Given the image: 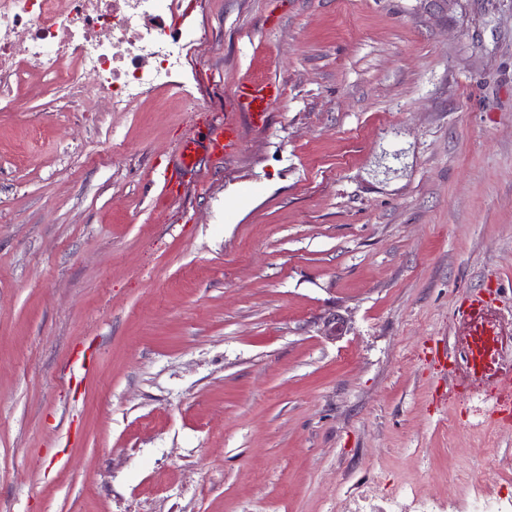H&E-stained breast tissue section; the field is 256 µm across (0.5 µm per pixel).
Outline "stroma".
Masks as SVG:
<instances>
[{
	"label": "stroma",
	"mask_w": 512,
	"mask_h": 512,
	"mask_svg": "<svg viewBox=\"0 0 512 512\" xmlns=\"http://www.w3.org/2000/svg\"><path fill=\"white\" fill-rule=\"evenodd\" d=\"M202 2L182 88L77 112L31 75L0 112V512L496 487L512 414L443 363L471 292L512 340V0ZM256 80L265 126L166 196ZM238 111L254 127L265 124L269 111L281 97V88L272 81L247 82L237 87L233 94Z\"/></svg>",
	"instance_id": "obj_1"
}]
</instances>
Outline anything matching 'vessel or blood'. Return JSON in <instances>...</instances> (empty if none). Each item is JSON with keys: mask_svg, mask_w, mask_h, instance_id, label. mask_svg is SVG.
<instances>
[{"mask_svg": "<svg viewBox=\"0 0 512 512\" xmlns=\"http://www.w3.org/2000/svg\"><path fill=\"white\" fill-rule=\"evenodd\" d=\"M280 96V86L272 81L247 82L239 85L233 94L240 114L256 127L265 124L271 107ZM242 141L239 124L235 119H226L223 125L211 128L205 137L193 135L184 139L177 149L174 171L178 174L192 171L205 154L216 159L233 155L240 149ZM486 306V300L475 295L460 311L467 345L468 375L477 380L512 384V372L500 369L491 374L487 371L489 360L500 345L501 330L498 324L482 318Z\"/></svg>", "mask_w": 512, "mask_h": 512, "instance_id": "b4317fda", "label": "vessel or blood"}]
</instances>
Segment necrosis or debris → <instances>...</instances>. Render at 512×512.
Here are the masks:
<instances>
[{
  "instance_id": "necrosis-or-debris-1",
  "label": "necrosis or debris",
  "mask_w": 512,
  "mask_h": 512,
  "mask_svg": "<svg viewBox=\"0 0 512 512\" xmlns=\"http://www.w3.org/2000/svg\"><path fill=\"white\" fill-rule=\"evenodd\" d=\"M198 0H0V102L30 74L48 82L75 74L101 111L131 112L147 93L179 85L206 30Z\"/></svg>"
}]
</instances>
